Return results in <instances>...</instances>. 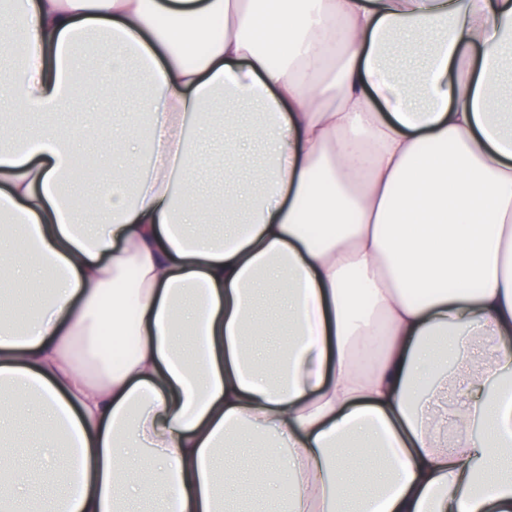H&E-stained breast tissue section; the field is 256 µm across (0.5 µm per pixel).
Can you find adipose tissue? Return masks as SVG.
<instances>
[{
    "label": "adipose tissue",
    "instance_id": "adipose-tissue-1",
    "mask_svg": "<svg viewBox=\"0 0 512 512\" xmlns=\"http://www.w3.org/2000/svg\"><path fill=\"white\" fill-rule=\"evenodd\" d=\"M90 32L151 92L144 124L87 113L112 179L80 222L54 118ZM0 34V439L31 410L66 447L0 456V512H222L221 452L260 437L241 488L286 512H512V0H13ZM219 93L262 116L225 119L230 158L267 165L214 202ZM201 148L199 154L200 163L204 165L201 173V188L204 192L224 190V154L216 152L205 134L199 135Z\"/></svg>",
    "mask_w": 512,
    "mask_h": 512
}]
</instances>
